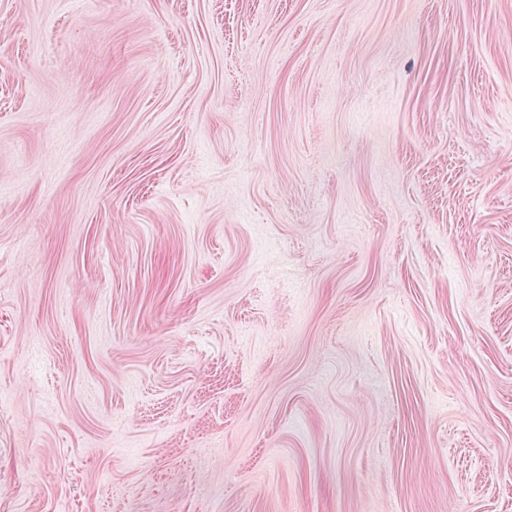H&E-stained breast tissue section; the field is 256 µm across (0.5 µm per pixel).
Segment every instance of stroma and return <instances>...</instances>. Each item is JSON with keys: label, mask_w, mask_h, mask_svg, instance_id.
<instances>
[{"label": "stroma", "mask_w": 512, "mask_h": 512, "mask_svg": "<svg viewBox=\"0 0 512 512\" xmlns=\"http://www.w3.org/2000/svg\"><path fill=\"white\" fill-rule=\"evenodd\" d=\"M0 512H512V0H0Z\"/></svg>", "instance_id": "35a3bbf8"}]
</instances>
